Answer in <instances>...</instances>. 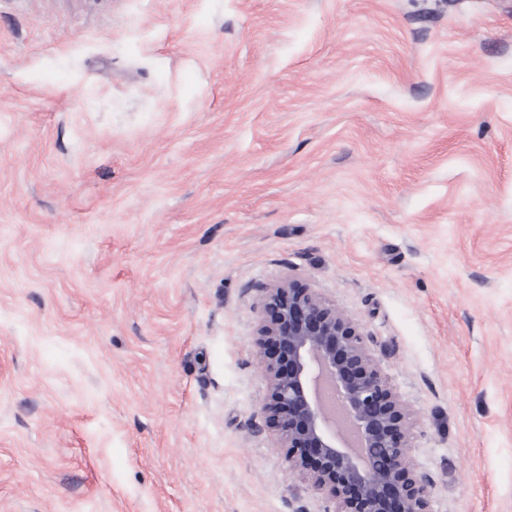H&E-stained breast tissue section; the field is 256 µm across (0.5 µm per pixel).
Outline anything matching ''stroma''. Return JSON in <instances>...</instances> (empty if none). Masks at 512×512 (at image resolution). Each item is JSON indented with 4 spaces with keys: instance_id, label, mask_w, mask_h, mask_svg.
Returning <instances> with one entry per match:
<instances>
[{
    "instance_id": "stroma-1",
    "label": "stroma",
    "mask_w": 512,
    "mask_h": 512,
    "mask_svg": "<svg viewBox=\"0 0 512 512\" xmlns=\"http://www.w3.org/2000/svg\"><path fill=\"white\" fill-rule=\"evenodd\" d=\"M289 276L432 512H512V0H0V512H333L261 418Z\"/></svg>"
}]
</instances>
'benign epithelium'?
<instances>
[{
    "instance_id": "7a95c632",
    "label": "benign epithelium",
    "mask_w": 512,
    "mask_h": 512,
    "mask_svg": "<svg viewBox=\"0 0 512 512\" xmlns=\"http://www.w3.org/2000/svg\"><path fill=\"white\" fill-rule=\"evenodd\" d=\"M259 306L255 344L268 381L261 414L286 449L288 468L328 495L335 512H430L432 480L410 454L412 412L360 327L289 277L263 288ZM325 380L356 433L354 445L321 398Z\"/></svg>"
}]
</instances>
